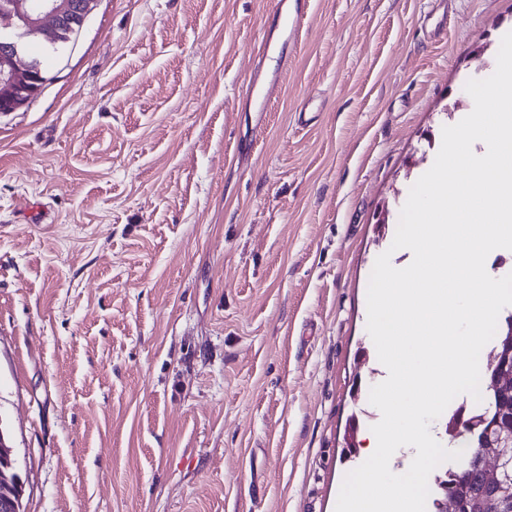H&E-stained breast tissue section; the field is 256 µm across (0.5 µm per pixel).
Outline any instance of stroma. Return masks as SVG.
Listing matches in <instances>:
<instances>
[{
    "instance_id": "35a3bbf8",
    "label": "stroma",
    "mask_w": 512,
    "mask_h": 512,
    "mask_svg": "<svg viewBox=\"0 0 512 512\" xmlns=\"http://www.w3.org/2000/svg\"><path fill=\"white\" fill-rule=\"evenodd\" d=\"M272 9L96 0L0 114V430L23 512H335L366 459L388 375L369 278L382 253L412 262L401 209L494 73L512 0H309L291 43ZM269 34L288 67L246 112Z\"/></svg>"
}]
</instances>
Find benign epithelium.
Returning <instances> with one entry per match:
<instances>
[{
    "instance_id": "1",
    "label": "benign epithelium",
    "mask_w": 512,
    "mask_h": 512,
    "mask_svg": "<svg viewBox=\"0 0 512 512\" xmlns=\"http://www.w3.org/2000/svg\"><path fill=\"white\" fill-rule=\"evenodd\" d=\"M71 0H14L11 9L0 14V112H14L38 90L41 82L24 58V45L32 37L54 41L70 14ZM512 465L502 455L476 460L467 478L474 480L485 472L498 474ZM10 476L0 473V512H22L21 493L10 492Z\"/></svg>"
}]
</instances>
